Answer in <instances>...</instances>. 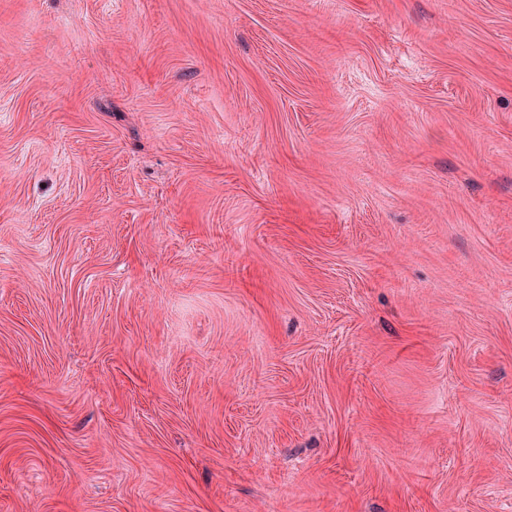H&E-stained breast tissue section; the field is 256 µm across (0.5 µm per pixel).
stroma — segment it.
I'll return each mask as SVG.
<instances>
[{"label":"stroma","instance_id":"1","mask_svg":"<svg viewBox=\"0 0 512 512\" xmlns=\"http://www.w3.org/2000/svg\"><path fill=\"white\" fill-rule=\"evenodd\" d=\"M0 512H512V0H0Z\"/></svg>","mask_w":512,"mask_h":512}]
</instances>
